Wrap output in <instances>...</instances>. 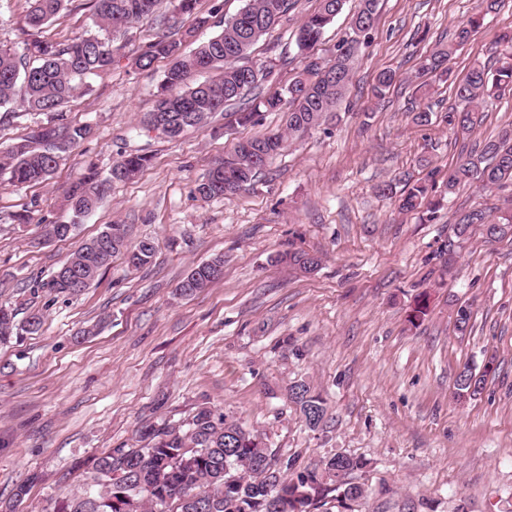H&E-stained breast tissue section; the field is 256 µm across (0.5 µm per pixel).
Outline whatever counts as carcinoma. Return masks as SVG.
<instances>
[{"instance_id":"1","label":"carcinoma","mask_w":512,"mask_h":512,"mask_svg":"<svg viewBox=\"0 0 512 512\" xmlns=\"http://www.w3.org/2000/svg\"><path fill=\"white\" fill-rule=\"evenodd\" d=\"M29 6L22 27L23 52L0 48V107L18 103L28 112L60 115L69 99L82 88L81 80L112 70L125 57V46L101 35L129 28L154 14L159 0H89L94 30L68 42H50L39 36L41 30L57 21L70 0H26ZM290 0H246L238 13L224 21L222 31L186 56L181 41L163 34L150 42L132 59L139 70L153 67L160 58L172 59L164 71L157 91V103L169 112L165 138L174 141L191 128L208 122L224 111L230 102L251 97L250 108L237 113L241 124L258 122L265 112L285 113L288 134L272 133L247 140L249 148H233L224 161L213 165L196 186L203 199L224 196V184L236 189L250 183L256 172L280 154L286 136L305 132L323 124L345 96L352 70L351 53L326 62L314 56L312 49L321 40L328 25L343 11L346 0H320L319 9L305 17L296 34V47L304 67L288 85L267 93L260 90L267 72L262 66L239 64L248 50L268 33L288 11ZM172 11L191 18L198 27L209 23L199 9V0H170ZM379 0H357L352 14L351 41L356 35H368L378 12ZM498 0H478V14L458 26L453 40L439 45L421 64L420 72L438 81H448V60L454 46L468 41L480 14L491 12ZM498 66L490 69L475 62L465 77L454 83L460 106L450 110L448 124L463 135L475 128L478 105L512 92V31L498 40ZM217 72L215 78L190 83L193 73ZM396 81V73L383 70L372 94L380 99ZM92 132L89 124L71 126L50 121L32 129L0 156V170L8 171V183L24 188L48 181L67 151L86 140ZM149 158L138 152L124 151L112 162L103 177L95 165L87 167L69 188L65 202L73 218L95 210L112 184L134 178ZM478 183L481 188L512 183V126L503 128L496 139L485 143L480 153L461 149L455 167L448 172L446 189L452 194L460 185ZM442 201L429 195L420 182L404 189L397 198L401 212L421 210L435 219ZM475 227L483 229L490 241L512 239V215L489 218L482 208L456 212L452 235L443 254L449 265L470 239ZM110 248V256L124 254L128 264L140 269L151 263L155 245L142 240L131 246L122 224H109L86 242L38 287L55 295H74L65 281L81 274L89 287L106 266L99 247ZM277 261L291 269L315 272L321 258L304 250H290ZM216 282L211 276V261L190 268L177 286L182 296H191ZM44 314L35 309L21 324L13 308L0 304V342L42 328ZM486 372L463 367L454 381L455 394L461 400L481 394ZM289 401L296 406L302 421L311 430L325 425L326 402L321 394L305 383L288 389ZM143 445L138 448H110L96 458L85 482L62 506L60 512H331V507L352 512L353 503L365 496L363 486L350 481V475L365 469L361 457L335 454L320 467L294 471L295 459L270 449L267 437L234 419L208 407L198 409L181 424L147 425L138 432ZM30 486H16L12 498L0 502V512H17Z\"/></svg>"}]
</instances>
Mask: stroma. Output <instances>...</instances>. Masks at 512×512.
<instances>
[{"mask_svg": "<svg viewBox=\"0 0 512 512\" xmlns=\"http://www.w3.org/2000/svg\"><path fill=\"white\" fill-rule=\"evenodd\" d=\"M243 4L200 0L212 18L196 29L161 0L152 17L114 34L125 58L86 78V91L66 105V123L91 124L92 135L46 183L17 190L0 174V302L20 322L30 310L44 313L37 333L0 344V501L28 480L18 512H57L83 484L75 462L134 446L141 427L211 406L266 432L298 469L338 453L367 459L351 476L367 491L355 512H454L461 503L467 512H512V240L474 234L449 270L441 256L456 210L510 211L512 185L473 183L445 195L461 147L448 124L453 87L418 73L473 16L475 0H379L336 117L290 139L250 185L205 200L195 188L207 170L238 140L284 131L281 113L241 126L228 106L175 141L134 136L169 62L141 71L128 58L171 28L191 52ZM318 6L295 0L245 64L266 65L274 84L292 79L303 68L297 28ZM510 29L512 0H500L452 54L454 76L487 61ZM384 69L398 79L379 100L371 89ZM426 108L430 122L416 124ZM479 117L471 139L482 144L512 125V94ZM126 150L146 154L148 166L73 221L64 202L71 183L91 163L108 172ZM415 182L445 197L434 221L400 212L378 191ZM71 222L69 238L47 237V225ZM109 224L125 225L129 243L152 239L151 264L132 270L118 256L78 295L39 289ZM295 249L320 256L315 274L276 263ZM217 255L222 280L178 295L190 267ZM423 295L428 313L409 323ZM458 304L472 313L463 336L454 328ZM467 364L492 370L482 394L464 402L453 383ZM298 380L327 402L321 430L306 428L288 402Z\"/></svg>", "mask_w": 512, "mask_h": 512, "instance_id": "35a3bbf8", "label": "stroma"}]
</instances>
